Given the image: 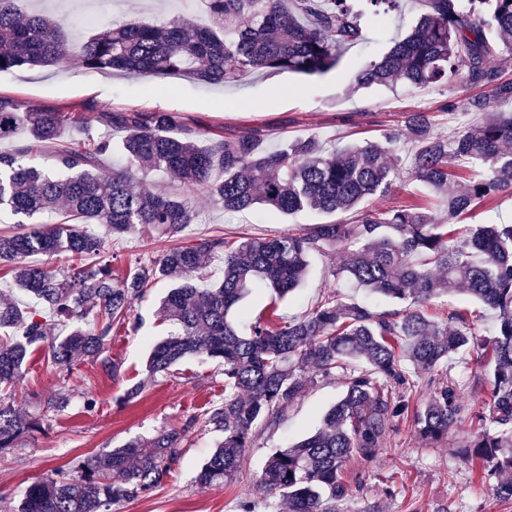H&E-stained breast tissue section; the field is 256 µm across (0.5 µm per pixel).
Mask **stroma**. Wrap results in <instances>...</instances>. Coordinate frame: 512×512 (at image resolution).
Masks as SVG:
<instances>
[{
  "label": "stroma",
  "mask_w": 512,
  "mask_h": 512,
  "mask_svg": "<svg viewBox=\"0 0 512 512\" xmlns=\"http://www.w3.org/2000/svg\"><path fill=\"white\" fill-rule=\"evenodd\" d=\"M25 10L51 15L63 27L76 26V16L98 7L99 23L142 16L164 24L176 17L197 24L207 23L203 0H19ZM421 9L420 0H406L402 14L394 16L388 30L364 23L362 42L345 49L339 65L320 75L258 73L231 85H211L187 76L169 78L158 93L149 92L136 75L91 71L78 60L60 66H28L0 73V96L25 102L33 108L63 112H132L166 109L177 113L181 125L212 129L229 135L261 129L264 145L274 149L284 141L317 135L337 144L373 140L385 132L404 127L407 113L424 111L434 116L435 128L449 133L445 105L462 106L467 99L486 97L490 88L458 78L451 86L410 89L404 85L387 89L358 88L359 70L382 56L390 39L405 34ZM199 219L182 235L156 239L136 235L112 240L115 274H125L136 263H147L164 250L187 245L197 237L221 234L234 237L245 231L255 236L279 235L302 224L319 222V215L299 213L283 216L259 209L225 214L207 197L196 200ZM339 255H314L304 284L278 304L280 317L303 315L319 294L334 291L349 302L389 309V302L367 295L331 274ZM166 283L154 285L146 300L134 303L130 316L140 324L138 332L116 327L110 338V353L120 368L109 374L89 361L78 362L69 376H59L35 351L16 386L14 406L19 414L44 405V432L26 438L20 448L0 454V512H19L26 487L48 469L67 468L90 456H100L135 438H148L157 430L179 429L194 415L224 399V375L215 361L192 357L175 366L173 374L158 378L144 391L124 401L123 396L146 375L150 343L166 338L172 327L160 320L157 307L166 295ZM458 308L472 311L476 338L489 333L493 315L467 295L451 292L430 303V314L447 318ZM443 377L452 379L463 392L470 411H478L489 398L481 381L483 368L475 355H466ZM343 390L341 380H324L311 385L288 410L278 428L261 433L254 448L246 453L239 479L222 486H203L197 473L217 435L196 428L187 435L180 460L165 482L151 496L119 507L118 512H235L240 497L252 495L257 502L265 496L253 485L267 455L274 448L301 439L320 424L325 411ZM69 400L67 408L53 410L59 396ZM94 396V412L83 409L85 396ZM472 430L463 420L447 441H422L409 422L401 421L373 463L352 461L344 472L351 489L350 512H360L365 503L379 505L381 512H512V500L496 497L492 480L473 471L471 463L456 454Z\"/></svg>",
  "instance_id": "stroma-1"
}]
</instances>
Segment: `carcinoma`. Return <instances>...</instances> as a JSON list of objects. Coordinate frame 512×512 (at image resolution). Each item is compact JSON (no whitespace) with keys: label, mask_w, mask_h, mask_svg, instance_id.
I'll return each instance as SVG.
<instances>
[{"label":"carcinoma","mask_w":512,"mask_h":512,"mask_svg":"<svg viewBox=\"0 0 512 512\" xmlns=\"http://www.w3.org/2000/svg\"><path fill=\"white\" fill-rule=\"evenodd\" d=\"M410 31L395 40L357 76L361 88L448 85L462 74L492 86L490 97L470 98L448 113L453 133L435 131L429 112H410L403 132L338 148L310 135L270 151L253 132L225 137L209 129L165 131L174 112H83L29 109L0 97V141L25 133L0 150V211L35 219L24 232L0 233V265L16 287L34 299L21 305L0 299V391L23 377L32 349L47 363L70 371L81 356L115 374L108 355L112 326L138 331L131 304L146 297L150 282H167L158 314L177 326L147 358L149 377L165 375L182 360L205 355L224 367V402L189 424L219 435L197 480L222 485L237 476L258 433L277 428L298 397L317 379L344 376V390L311 435L265 460L257 487L288 512H346L350 488L343 472L354 459L371 463L400 420L432 444L448 439L466 406L460 389L435 374L448 359L472 347L486 358L491 386L485 410L473 415L470 440L459 448L477 460L495 493L512 499V224H470L455 219L499 192H512V82H501L494 61L512 54V0H424ZM213 27L188 28L174 19L157 25L144 17L109 23L81 42L83 66L136 74L146 80L191 75L231 84L260 71L323 74L337 67L347 46L362 40L364 16L380 24L402 0H205ZM70 36L53 17L23 14L16 0H0V73L25 65L53 66L69 57ZM98 123L106 131L90 134ZM73 127L87 134L63 139ZM123 133L118 145L112 134ZM206 138L207 145L199 144ZM118 149L123 161L106 164ZM50 151L45 168L38 156ZM165 171L183 185L180 196L149 186L150 172ZM419 181L435 194V208L416 204L375 212L368 197L397 181ZM204 194L226 213L258 207L283 215L302 211L329 217L272 237L228 241L206 236L167 250L151 265L119 277L99 259L115 237L152 233L174 236L196 220ZM69 252L93 262L59 273L46 262L27 261ZM340 254L333 276L403 304L377 311L347 303L335 292L288 323L277 307L259 312L247 333L230 314L256 290L283 299L306 279L314 254ZM223 259L222 278L210 283L206 256ZM458 286L493 311L496 322L476 341L471 315L456 311L440 323L426 313L435 298ZM413 365L429 375V396L414 400ZM41 429L40 418H22L0 394V453ZM186 432L161 429L73 468H54L29 485L20 512H112L123 501L158 488L182 455Z\"/></svg>","instance_id":"1"}]
</instances>
